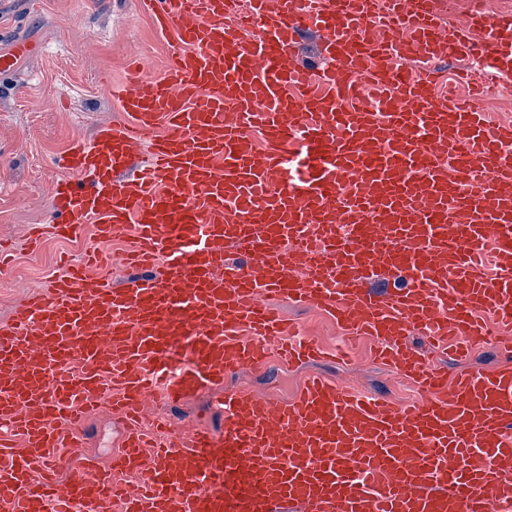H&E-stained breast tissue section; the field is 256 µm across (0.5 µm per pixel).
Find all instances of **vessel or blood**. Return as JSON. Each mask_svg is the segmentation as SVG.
Here are the masks:
<instances>
[{"mask_svg": "<svg viewBox=\"0 0 512 512\" xmlns=\"http://www.w3.org/2000/svg\"><path fill=\"white\" fill-rule=\"evenodd\" d=\"M171 42L164 75L104 80L124 122L56 158L45 237L127 235V276L65 264L0 323V512H224L222 447L247 512H499L512 505V363L449 375L478 347L512 354V126L456 95L436 63L467 53L477 96L512 74V14L443 22L440 0H143ZM253 30L244 38V30ZM319 39L321 67L298 48ZM266 145L257 149L253 132ZM234 245L236 259L224 247ZM494 246L500 272L481 258ZM309 307L417 391L396 403L325 374L292 399L228 390L270 362L335 361L270 306ZM186 336L191 357L175 362ZM218 393L221 439L142 425L156 401ZM122 435L58 480L101 399Z\"/></svg>", "mask_w": 512, "mask_h": 512, "instance_id": "vessel-or-blood-1", "label": "vessel or blood"}]
</instances>
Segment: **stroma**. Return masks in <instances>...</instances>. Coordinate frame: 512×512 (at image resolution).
Returning <instances> with one entry per match:
<instances>
[{
	"label": "stroma",
	"mask_w": 512,
	"mask_h": 512,
	"mask_svg": "<svg viewBox=\"0 0 512 512\" xmlns=\"http://www.w3.org/2000/svg\"><path fill=\"white\" fill-rule=\"evenodd\" d=\"M6 32L0 53L16 39L30 41L34 57L15 61L13 75L0 78V239L14 245L13 262L0 273V321L56 272L62 254L78 255L80 243L47 242L33 255L23 241L28 225L45 223L56 181L63 172L54 158L75 140L90 139L96 124L123 120L117 102L101 93L103 75L121 80L129 57H148L146 77L156 78L169 44L151 27L141 0H6ZM285 318L303 336L328 347L346 348V362L311 363L297 368L272 366L268 372L244 370L229 375L226 388H250L280 399L293 395L298 382L325 373L354 389L407 401L391 370L366 360L364 343L345 339L336 324L306 307L277 301ZM84 454L107 460L119 425L107 408L85 423Z\"/></svg>",
	"instance_id": "stroma-1"
}]
</instances>
